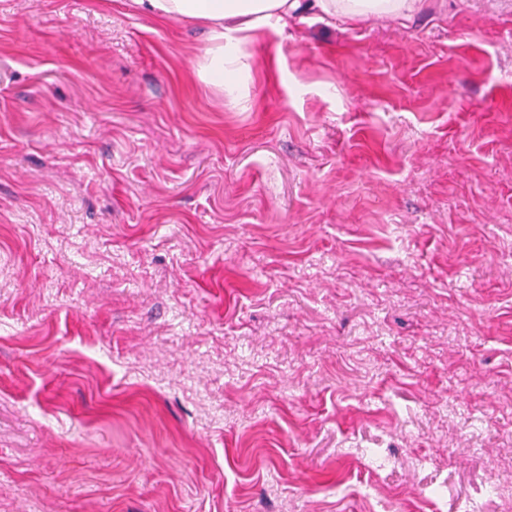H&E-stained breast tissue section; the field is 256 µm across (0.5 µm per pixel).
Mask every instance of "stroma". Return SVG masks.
<instances>
[{"label":"stroma","mask_w":512,"mask_h":512,"mask_svg":"<svg viewBox=\"0 0 512 512\" xmlns=\"http://www.w3.org/2000/svg\"><path fill=\"white\" fill-rule=\"evenodd\" d=\"M207 45L0 0V512H506L512 0Z\"/></svg>","instance_id":"35a3bbf8"}]
</instances>
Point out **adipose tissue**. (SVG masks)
<instances>
[{"mask_svg":"<svg viewBox=\"0 0 512 512\" xmlns=\"http://www.w3.org/2000/svg\"><path fill=\"white\" fill-rule=\"evenodd\" d=\"M419 0H136L142 12L160 21L187 20L208 31L209 46L198 73L216 87L235 84L242 68L238 41L268 23L287 27L308 13L404 16Z\"/></svg>","mask_w":512,"mask_h":512,"instance_id":"ef3b65f1","label":"adipose tissue"}]
</instances>
